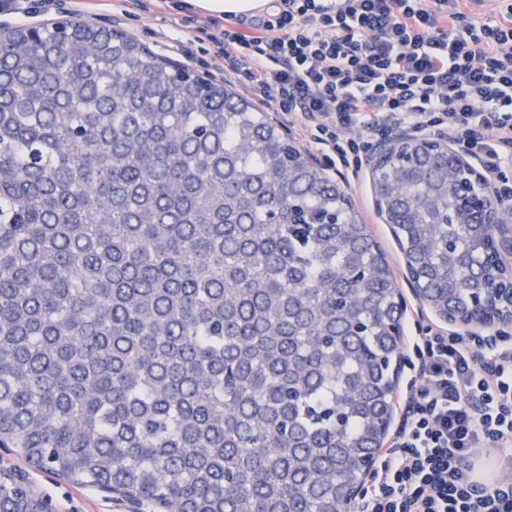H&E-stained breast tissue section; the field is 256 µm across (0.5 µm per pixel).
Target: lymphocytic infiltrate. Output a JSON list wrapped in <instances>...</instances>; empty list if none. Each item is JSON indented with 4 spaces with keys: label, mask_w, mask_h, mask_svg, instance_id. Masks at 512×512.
Listing matches in <instances>:
<instances>
[{
    "label": "lymphocytic infiltrate",
    "mask_w": 512,
    "mask_h": 512,
    "mask_svg": "<svg viewBox=\"0 0 512 512\" xmlns=\"http://www.w3.org/2000/svg\"><path fill=\"white\" fill-rule=\"evenodd\" d=\"M224 74L327 166L358 173L375 139L445 134L485 178L512 163V5L498 0H272L211 19ZM408 344L399 429L362 512H512V333L426 328Z\"/></svg>",
    "instance_id": "f902f5d3"
}]
</instances>
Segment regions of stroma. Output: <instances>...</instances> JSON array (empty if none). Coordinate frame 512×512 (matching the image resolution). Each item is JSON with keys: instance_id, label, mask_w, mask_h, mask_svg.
I'll use <instances>...</instances> for the list:
<instances>
[{"instance_id": "35a3bbf8", "label": "stroma", "mask_w": 512, "mask_h": 512, "mask_svg": "<svg viewBox=\"0 0 512 512\" xmlns=\"http://www.w3.org/2000/svg\"><path fill=\"white\" fill-rule=\"evenodd\" d=\"M31 16L19 19L15 14L0 13V36L19 24L31 28L60 18L78 19L93 24L106 25L122 30L148 47L158 57L189 69L203 78L223 80L224 59L215 54H202L194 36L198 28L207 25L210 15L197 8L181 11L171 7L169 0H142L149 23H142L130 14L128 0H96L93 9L76 12L75 0H53L52 5L41 6L40 0H28ZM184 40L187 54L170 49L171 39ZM326 177L346 186L347 192L361 219L368 224L375 240L385 251L393 272L396 287H404L402 278L403 255L388 224L377 214L374 207L372 180L367 170H360L357 177H350L329 169ZM0 471L20 472L27 476L35 498L49 502L51 512H126L125 503L106 498L97 489L71 484L56 478L49 472L34 467L18 457L12 449L0 448Z\"/></svg>"}]
</instances>
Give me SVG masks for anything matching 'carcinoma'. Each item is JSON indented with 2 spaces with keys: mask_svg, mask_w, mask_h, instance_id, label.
<instances>
[{
  "mask_svg": "<svg viewBox=\"0 0 512 512\" xmlns=\"http://www.w3.org/2000/svg\"><path fill=\"white\" fill-rule=\"evenodd\" d=\"M461 177L417 151L373 180L437 307L486 284ZM395 294L348 193L228 84L92 23L0 38L1 448L171 512H341Z\"/></svg>",
  "mask_w": 512,
  "mask_h": 512,
  "instance_id": "obj_1",
  "label": "carcinoma"
}]
</instances>
